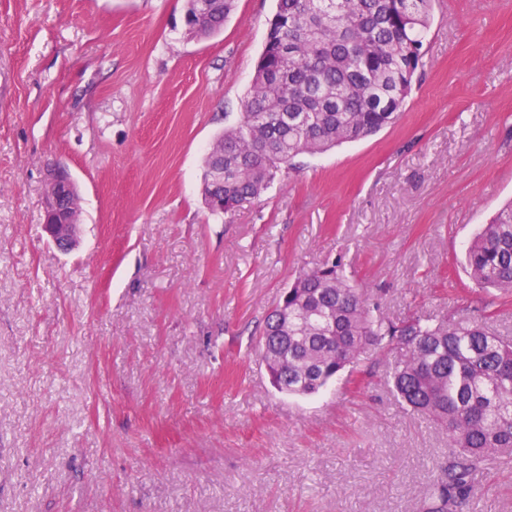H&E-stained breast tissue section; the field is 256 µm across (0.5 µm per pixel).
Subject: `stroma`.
<instances>
[{"mask_svg":"<svg viewBox=\"0 0 512 512\" xmlns=\"http://www.w3.org/2000/svg\"><path fill=\"white\" fill-rule=\"evenodd\" d=\"M275 0L188 36L185 0H0V512H426L448 438L374 350L309 397L257 346L300 271L342 260L385 317L512 339L462 268L512 201V0H433L395 124L303 154L222 215L204 158L233 126ZM78 247L42 230L50 165ZM463 512H512V462Z\"/></svg>","mask_w":512,"mask_h":512,"instance_id":"stroma-1","label":"stroma"}]
</instances>
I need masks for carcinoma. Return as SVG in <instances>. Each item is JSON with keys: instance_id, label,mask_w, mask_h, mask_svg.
I'll return each mask as SVG.
<instances>
[{"instance_id": "cac0c4a2", "label": "carcinoma", "mask_w": 512, "mask_h": 512, "mask_svg": "<svg viewBox=\"0 0 512 512\" xmlns=\"http://www.w3.org/2000/svg\"><path fill=\"white\" fill-rule=\"evenodd\" d=\"M432 0H278L237 123L205 158V199L224 211L260 198L299 154H322L395 123L425 66ZM236 0H210L198 36L221 30ZM480 288L512 294V203L470 243ZM398 350L387 383L441 427L453 449L429 487L427 512H454L475 473L512 457V341L475 320L392 321L352 285L341 260L300 274L267 317L260 354L272 385L318 393L373 349Z\"/></svg>"}]
</instances>
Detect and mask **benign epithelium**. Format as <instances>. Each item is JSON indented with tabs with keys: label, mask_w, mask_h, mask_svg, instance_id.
I'll use <instances>...</instances> for the list:
<instances>
[{
	"label": "benign epithelium",
	"mask_w": 512,
	"mask_h": 512,
	"mask_svg": "<svg viewBox=\"0 0 512 512\" xmlns=\"http://www.w3.org/2000/svg\"><path fill=\"white\" fill-rule=\"evenodd\" d=\"M77 194L69 172L62 166L47 170V206L43 229L57 248L68 251L77 244L79 210L71 208L69 197Z\"/></svg>",
	"instance_id": "obj_1"
}]
</instances>
